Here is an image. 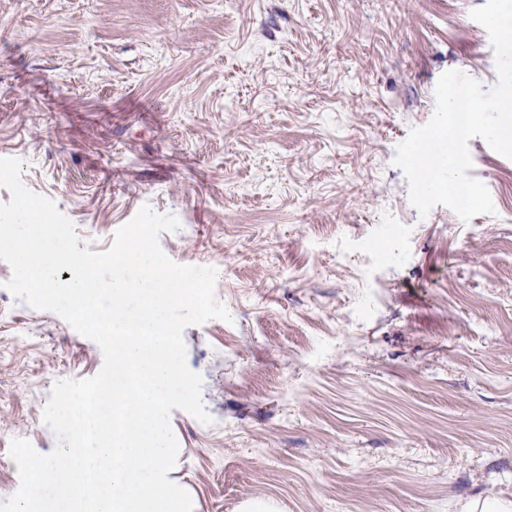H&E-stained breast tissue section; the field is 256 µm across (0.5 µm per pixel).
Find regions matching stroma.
I'll use <instances>...</instances> for the list:
<instances>
[{
	"mask_svg": "<svg viewBox=\"0 0 512 512\" xmlns=\"http://www.w3.org/2000/svg\"><path fill=\"white\" fill-rule=\"evenodd\" d=\"M486 0H0V158L91 251L142 205L231 319L183 332L212 424L173 410L193 512H493L512 501V159L495 211L420 215L397 146L440 75L497 81ZM0 502L56 381L99 345L7 290Z\"/></svg>",
	"mask_w": 512,
	"mask_h": 512,
	"instance_id": "1",
	"label": "stroma"
}]
</instances>
